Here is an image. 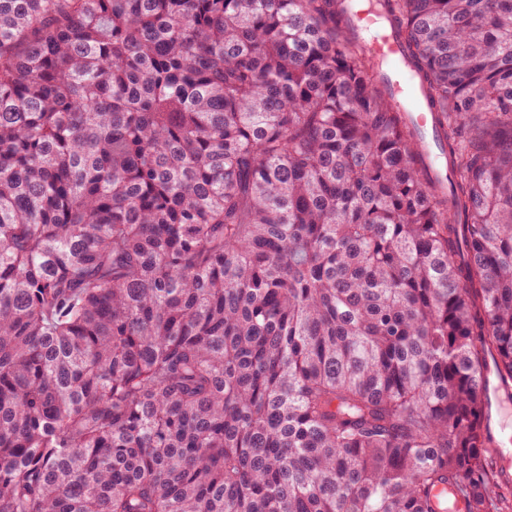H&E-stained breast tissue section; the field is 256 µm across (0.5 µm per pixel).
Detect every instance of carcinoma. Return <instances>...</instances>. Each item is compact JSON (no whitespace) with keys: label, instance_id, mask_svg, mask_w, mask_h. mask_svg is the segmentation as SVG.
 Here are the masks:
<instances>
[{"label":"carcinoma","instance_id":"obj_1","mask_svg":"<svg viewBox=\"0 0 512 512\" xmlns=\"http://www.w3.org/2000/svg\"><path fill=\"white\" fill-rule=\"evenodd\" d=\"M0 0V512H507L512 0ZM355 23L360 32L365 33L364 46L367 56L382 62L381 74L392 93L393 102L398 108H408L413 113L414 124L422 133L420 146L431 164L437 169L438 159L443 156L435 132V126L429 117L416 87L413 76L402 63V49L398 39L392 33H383L376 28V21L366 12L357 13ZM510 394V391H509ZM509 394L500 393L497 398L496 403H494L492 412V427L494 432V438L497 444L496 448H490L488 453V461L491 466L495 469V461L497 456L505 457L502 453V448L504 446L503 443V435L504 429L508 427L511 430L512 434V398H509ZM507 410L508 413V422H502V413Z\"/></svg>","mask_w":512,"mask_h":512}]
</instances>
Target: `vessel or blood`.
Masks as SVG:
<instances>
[{"label": "vessel or blood", "instance_id": "1", "mask_svg": "<svg viewBox=\"0 0 512 512\" xmlns=\"http://www.w3.org/2000/svg\"><path fill=\"white\" fill-rule=\"evenodd\" d=\"M355 23L365 35L364 46L368 57L384 65L382 76L392 93L394 104L412 112L413 121L422 133L420 146L430 162H437L441 149L435 126L413 76L402 63V49L398 39L394 34L380 32L373 17L367 13H357Z\"/></svg>", "mask_w": 512, "mask_h": 512}]
</instances>
